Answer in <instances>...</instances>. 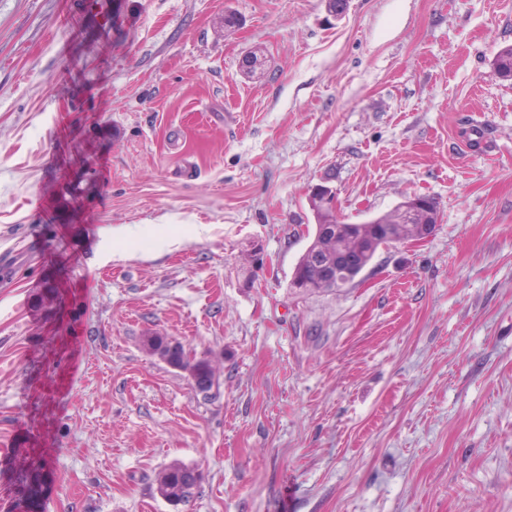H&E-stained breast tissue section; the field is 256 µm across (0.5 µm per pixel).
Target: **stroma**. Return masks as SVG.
Wrapping results in <instances>:
<instances>
[{
    "instance_id": "stroma-1",
    "label": "stroma",
    "mask_w": 512,
    "mask_h": 512,
    "mask_svg": "<svg viewBox=\"0 0 512 512\" xmlns=\"http://www.w3.org/2000/svg\"><path fill=\"white\" fill-rule=\"evenodd\" d=\"M107 2L0 0V512H512V0ZM317 184L441 222L295 288ZM147 349L155 354L173 368L186 371L193 376L202 378L217 379L216 372L210 361L204 358H196L187 352L184 346L178 342L177 348L170 353V342L164 336H149L146 340ZM190 376L197 392L207 397L211 395L219 385V380L203 381L200 378ZM196 471L195 467L179 463L165 468L157 478L156 492L173 506L190 503L199 486ZM196 474L199 476L198 471Z\"/></svg>"
}]
</instances>
